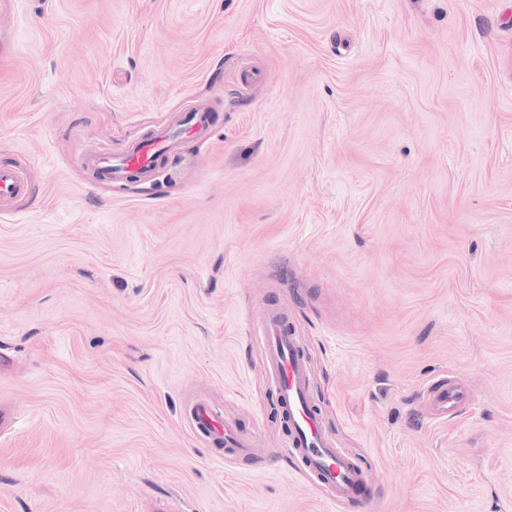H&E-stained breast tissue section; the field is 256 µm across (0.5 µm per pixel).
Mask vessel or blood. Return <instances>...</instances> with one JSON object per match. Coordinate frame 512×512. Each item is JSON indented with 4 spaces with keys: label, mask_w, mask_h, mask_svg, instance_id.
Wrapping results in <instances>:
<instances>
[{
    "label": "vessel or blood",
    "mask_w": 512,
    "mask_h": 512,
    "mask_svg": "<svg viewBox=\"0 0 512 512\" xmlns=\"http://www.w3.org/2000/svg\"><path fill=\"white\" fill-rule=\"evenodd\" d=\"M211 130L210 115L204 111L185 113L175 127L153 134L133 144L124 154L93 152L84 163L103 179H119L130 172L151 176L157 156L168 152L175 138L206 134ZM25 182L13 168L0 166V197L21 193ZM255 334L262 341L272 377L277 385L283 408L288 414L290 431L287 448L303 467L323 485L329 486L336 500L354 499L365 482L363 464L339 452L322 428L308 394L307 370L299 354L296 336L288 331L285 313L268 308L256 322ZM431 425L446 424L464 397L462 390L437 379L423 389ZM188 419L196 433L222 438L226 452L247 457L252 453V438L239 434L211 406L198 403L191 407Z\"/></svg>",
    "instance_id": "1"
}]
</instances>
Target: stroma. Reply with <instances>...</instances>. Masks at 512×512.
Wrapping results in <instances>:
<instances>
[{
    "label": "stroma",
    "instance_id": "1",
    "mask_svg": "<svg viewBox=\"0 0 512 512\" xmlns=\"http://www.w3.org/2000/svg\"><path fill=\"white\" fill-rule=\"evenodd\" d=\"M0 164V512H512V0H0ZM269 306L369 500L285 452ZM211 131L209 112H186L175 127L157 132L150 138L133 144L124 154L93 152L84 157V164L103 179H119L136 171L143 177L155 171L157 156L168 152L174 139L180 136L207 134ZM25 189V182L20 174L13 168L0 166V197L8 198L21 193ZM426 407L430 412L426 416L431 425L438 426L448 422V415H454L465 393L455 386H448L443 379L431 380L422 392ZM188 419L193 430L205 436L224 438L226 452L248 457L254 448L253 439L239 434L235 428L206 403H197L191 407Z\"/></svg>",
    "mask_w": 512,
    "mask_h": 512
}]
</instances>
